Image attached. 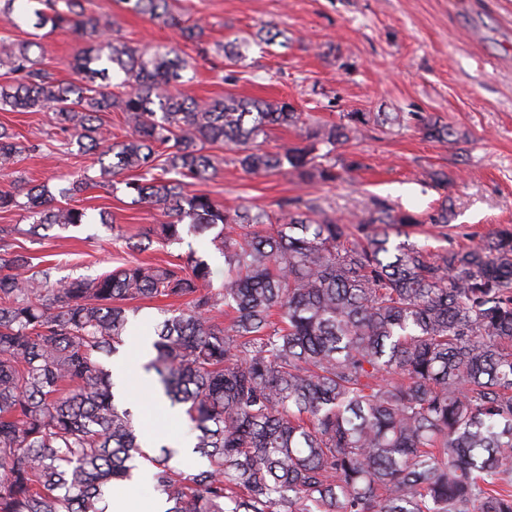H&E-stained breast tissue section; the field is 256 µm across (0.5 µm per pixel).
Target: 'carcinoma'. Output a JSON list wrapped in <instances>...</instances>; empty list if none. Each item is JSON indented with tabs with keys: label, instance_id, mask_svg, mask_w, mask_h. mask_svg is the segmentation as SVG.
I'll list each match as a JSON object with an SVG mask.
<instances>
[{
	"label": "carcinoma",
	"instance_id": "carcinoma-1",
	"mask_svg": "<svg viewBox=\"0 0 512 512\" xmlns=\"http://www.w3.org/2000/svg\"><path fill=\"white\" fill-rule=\"evenodd\" d=\"M18 3L35 28L69 29L89 48L63 81L42 66L39 42L1 43L0 111L52 108L67 145L97 155L99 178L0 191V211L30 220L0 228V512H108L117 486L138 477L161 512H512V231L433 253L392 242L419 219L380 200L348 224L300 197L280 201L270 229L264 211L226 210L188 192L217 173L210 149L236 150L249 174L331 183L332 153L368 113L309 124L286 100L196 98L177 90L189 81L177 47L114 38L83 0H0V13ZM118 3L207 52L172 0ZM249 46L217 52L237 65ZM105 112L127 130L107 146ZM418 125L428 139L459 140L438 119ZM276 127L305 129L303 142L262 149ZM36 149L0 126V170ZM119 176L131 203L166 217L127 248L208 234L224 259L220 287L193 250L64 280L10 243L90 223L58 198ZM159 298L181 307L164 312L146 369L192 424L197 471L181 468L185 448L145 445L101 361L124 345L129 303Z\"/></svg>",
	"mask_w": 512,
	"mask_h": 512
}]
</instances>
